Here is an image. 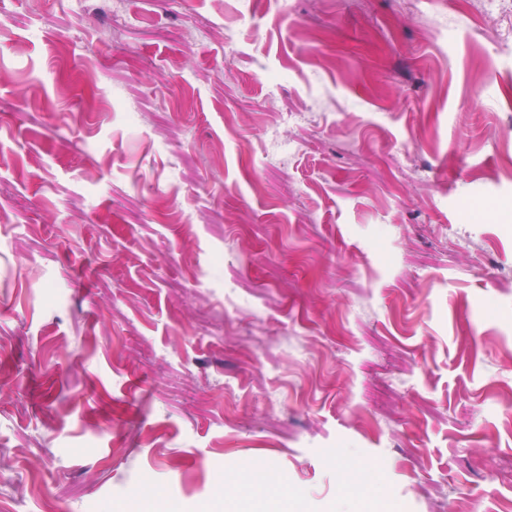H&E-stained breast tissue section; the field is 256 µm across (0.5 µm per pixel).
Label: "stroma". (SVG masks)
I'll return each mask as SVG.
<instances>
[{
  "instance_id": "35a3bbf8",
  "label": "stroma",
  "mask_w": 512,
  "mask_h": 512,
  "mask_svg": "<svg viewBox=\"0 0 512 512\" xmlns=\"http://www.w3.org/2000/svg\"><path fill=\"white\" fill-rule=\"evenodd\" d=\"M498 5L0 0V512H512Z\"/></svg>"
}]
</instances>
